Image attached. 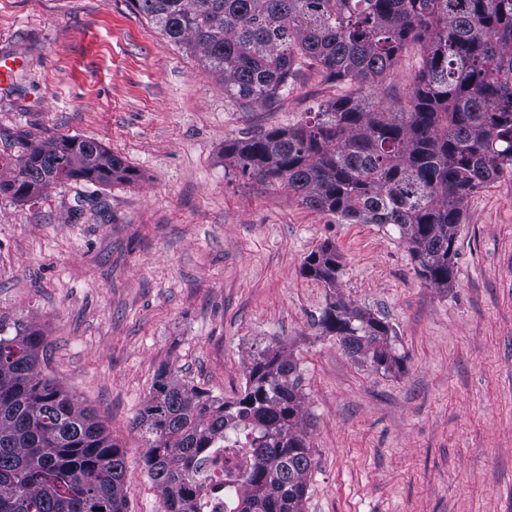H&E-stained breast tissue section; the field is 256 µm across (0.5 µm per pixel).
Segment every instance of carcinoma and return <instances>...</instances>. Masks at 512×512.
Instances as JSON below:
<instances>
[{
  "instance_id": "1",
  "label": "carcinoma",
  "mask_w": 512,
  "mask_h": 512,
  "mask_svg": "<svg viewBox=\"0 0 512 512\" xmlns=\"http://www.w3.org/2000/svg\"><path fill=\"white\" fill-rule=\"evenodd\" d=\"M164 35L199 56L243 104L271 102L302 67L349 88L287 129L224 146L244 175L280 181L345 224L393 226L418 275L454 279L455 228L476 190L512 172V0H133ZM409 44L424 49L406 112L363 103ZM17 165L0 192L32 202L60 181L130 178L125 160L91 138L14 140ZM336 250L311 254L305 272L333 286ZM352 356L400 364L388 322L336 300L319 319ZM0 328V512H128L124 455L96 414L44 373L45 337ZM144 464L167 512H198L193 467L237 433L253 464L232 512H304L314 467L297 364L262 350L233 402L156 375L133 420Z\"/></svg>"
}]
</instances>
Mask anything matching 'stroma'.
I'll use <instances>...</instances> for the list:
<instances>
[{
  "mask_svg": "<svg viewBox=\"0 0 512 512\" xmlns=\"http://www.w3.org/2000/svg\"><path fill=\"white\" fill-rule=\"evenodd\" d=\"M0 160L21 135L93 138L129 180L0 194V320L39 329L47 370L125 455L129 512H166L132 427L164 367L217 399L258 351L302 375L316 465L305 512H512V173L473 193L455 278L416 273L391 227L340 224L284 183L242 175L225 141L286 128L344 94L303 69L245 105L131 0H0ZM410 46L368 101L406 108ZM336 248L335 286L307 257ZM389 323L401 365L348 354L318 320L335 299Z\"/></svg>",
  "mask_w": 512,
  "mask_h": 512,
  "instance_id": "1",
  "label": "stroma"
}]
</instances>
